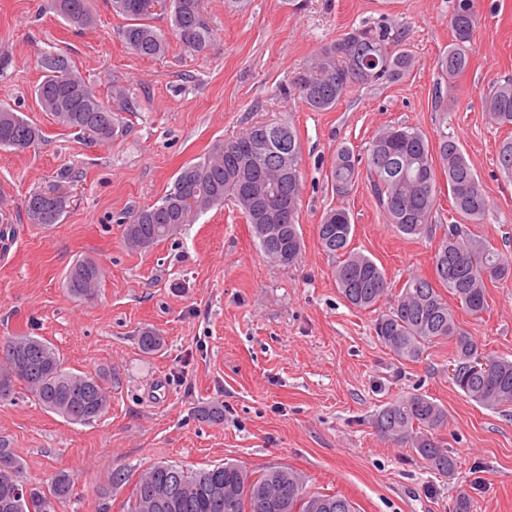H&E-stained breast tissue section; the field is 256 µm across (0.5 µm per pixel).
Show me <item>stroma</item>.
<instances>
[{
	"label": "stroma",
	"instance_id": "obj_1",
	"mask_svg": "<svg viewBox=\"0 0 512 512\" xmlns=\"http://www.w3.org/2000/svg\"><path fill=\"white\" fill-rule=\"evenodd\" d=\"M455 0H248L231 11L204 0L215 34L201 52L170 40L164 55L142 58L121 37L125 24L110 0H92L93 27L71 26L50 0H0V103L41 127L36 146L0 148V340L46 339L67 367L112 375V403L90 425L45 411L19 390L0 401V436L23 463L26 483L70 474L76 496L63 512H127L132 484L112 488L118 467L140 473L165 461L195 470L228 460L253 470L291 467L313 491L349 498L356 512H449L468 489L474 512H512V407L484 408L468 399L448 371L442 342L416 362L396 359L373 331L374 313L339 296L334 259L319 242L324 212L349 209L352 248L385 270L393 289L409 274H430L436 236L412 238L387 224L367 182L339 199L327 173L339 147L364 154L382 128L402 124L429 141L448 133L477 171L490 199L474 230L512 256V182L498 170L495 145L512 130L491 124L481 99L512 76V0H479L469 66L456 79L457 105L447 122L435 110L438 61L452 32ZM379 20L408 33L413 70L402 80L357 85L333 108L309 110L293 93L300 72L326 44ZM58 53L107 91L120 129L97 143L42 112L34 88L41 52ZM283 121L298 135L303 189L299 222L304 248L295 266L272 265L233 203L194 216L148 251L125 247L132 211L155 203L179 170L213 144L260 122ZM63 189L57 224H31L24 201ZM90 257L104 273L95 298L64 289L75 260ZM183 282L177 292L173 283ZM481 317L457 310L460 325L486 354L512 359V280L490 285ZM166 347L146 357L142 327ZM423 393L448 411L441 431L456 460L453 479L425 470L408 445L372 426L393 397ZM219 400L224 422L197 419L196 406ZM111 489L101 500L103 489Z\"/></svg>",
	"mask_w": 512,
	"mask_h": 512
}]
</instances>
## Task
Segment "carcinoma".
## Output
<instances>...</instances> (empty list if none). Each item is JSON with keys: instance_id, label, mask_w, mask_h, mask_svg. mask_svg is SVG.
Here are the masks:
<instances>
[{"instance_id": "carcinoma-1", "label": "carcinoma", "mask_w": 512, "mask_h": 512, "mask_svg": "<svg viewBox=\"0 0 512 512\" xmlns=\"http://www.w3.org/2000/svg\"><path fill=\"white\" fill-rule=\"evenodd\" d=\"M144 0H112V10L127 20L121 30L127 48L143 58H156L174 36L184 47L199 52L213 41V30L204 13L203 0H168L170 31L148 23L152 13ZM55 12L78 28L93 25L91 0H53ZM453 33L448 51L438 66L448 79L445 92L436 96V111L445 120L454 105L451 82L469 65L468 46L478 24V0H456L448 20ZM407 32L383 20L348 31L324 47L303 71L298 94L312 111L335 106L356 85L394 82L408 75L414 58L406 49ZM373 59L365 76L352 71L364 58ZM43 78L34 89L43 111L58 124L91 131L94 139L108 142L118 125L110 101L100 97L80 71L58 54L40 55ZM483 107L491 123L512 127V77L496 82L484 96ZM279 128V136L269 129ZM43 139L42 129L14 109L0 106V148L27 149ZM500 170L512 178V137L495 146ZM443 171L454 219L442 225L443 233L432 258L433 276L411 274L374 322L379 341L398 359L418 360L426 349L443 341L451 345L453 384L468 398L488 409L512 406V359L492 357L469 336L456 319L446 295H451L468 314L479 316L488 309V284L512 279V258L499 252L469 225L483 224L491 204L482 181L458 142L440 134L437 145L411 126L389 125L369 143L361 158L341 147L330 166L331 191L344 198L360 179H365L387 223L405 236L432 232V213L438 196L437 171ZM301 155L296 132L287 124H258L244 135L219 142L208 156L184 166L172 187L154 204L130 213L123 230L127 245L148 250L177 234L183 212L199 215L233 201L251 224L253 236L264 257L273 265H294L303 250L299 224L301 201ZM65 201L32 193L25 201L29 220L49 226L59 221ZM322 250L337 258L336 288L351 307L373 311L389 296L385 270L370 256L350 248L353 224L348 209L329 208L317 227ZM103 273L92 258L77 260L68 270L65 286L74 298L96 294ZM137 343L145 355L164 346L156 329L139 331ZM37 355L32 373L16 370L15 361ZM482 358L487 369L476 373L470 363ZM0 378L9 382L0 400H9L18 384L38 399L48 411L75 424L99 419L112 401L107 374L94 376L93 388L84 392L89 375L65 366L55 348L45 339L30 335L10 337L0 347ZM204 422L224 423V405L204 404L196 410ZM377 432L390 440L407 442L430 473L451 479L456 460L448 443L439 436L448 424V410L422 393L399 395L373 415ZM22 462L10 441L0 437V483L8 481L19 494L5 502L0 512H57L71 499L74 481L65 472L55 474L45 485H25L18 480ZM259 480H253L256 473ZM239 462L214 464L186 471L175 464L158 462L142 470L132 491L128 512H355L350 500L339 494L311 493L306 478L284 465L260 471ZM474 500L462 489L455 495L451 512H473Z\"/></svg>"}]
</instances>
